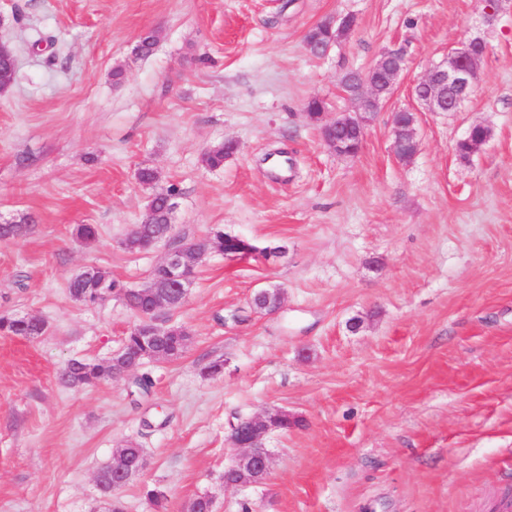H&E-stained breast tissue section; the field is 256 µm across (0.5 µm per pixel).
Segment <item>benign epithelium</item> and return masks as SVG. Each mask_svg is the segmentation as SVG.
<instances>
[{
  "instance_id": "benign-epithelium-1",
  "label": "benign epithelium",
  "mask_w": 512,
  "mask_h": 512,
  "mask_svg": "<svg viewBox=\"0 0 512 512\" xmlns=\"http://www.w3.org/2000/svg\"><path fill=\"white\" fill-rule=\"evenodd\" d=\"M512 11V0H491L482 8L485 21L493 22L497 16L506 11ZM335 28V34L330 36L324 45H317L304 38V47L316 57H324L330 49L339 44L354 27V23L346 16L330 23ZM486 53V44L479 38L462 41L448 53V61L431 67L422 78L413 83L411 97L417 106L429 112H457L460 105L470 96L478 76L480 63ZM394 57L391 50L385 51L368 69L360 72L357 86L349 96L351 109L340 112L335 118L326 122L322 127L325 143L340 156H354L359 147L346 145L344 140L329 136L333 130H351L362 137L367 127L373 121L381 104L385 101L379 87L387 84V88L395 90L400 75L407 69L408 60L398 59L394 68L386 71L382 67L384 60ZM416 112L411 109H401L392 115L393 154L401 162L411 161L419 151V140L416 131ZM209 254V249L198 245L171 249L167 252L160 266L166 272L165 280L157 287L161 291L130 289L128 295L141 293L149 296L152 302L137 308L139 317L138 327L141 336L151 341L168 329L167 323L159 320V313L181 306L188 297L189 290L194 284L195 275L191 271L198 268L202 259ZM288 423V415L277 413L267 416L240 418L231 425L228 441L236 450V456L231 466L224 470V486L236 487L243 482H234L229 475L242 471L250 473L257 481H264L270 472V455L263 446L264 437L269 431L280 428ZM145 469V460L130 461L125 449L119 448L113 454V472L115 480L112 488L119 489L129 480L140 475Z\"/></svg>"
}]
</instances>
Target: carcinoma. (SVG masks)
Here are the masks:
<instances>
[{
    "mask_svg": "<svg viewBox=\"0 0 512 512\" xmlns=\"http://www.w3.org/2000/svg\"><path fill=\"white\" fill-rule=\"evenodd\" d=\"M234 143L227 141L210 148L203 157L205 165L211 169H219L224 166V161L235 151ZM169 193L173 201L167 203L160 201L154 204L155 216L152 223L145 225V233L148 237L162 236L170 228V220L176 207L174 199L179 195V189L172 185ZM34 218L25 215L17 224H0V239H9L21 235L29 230V224ZM93 286L89 288H76L68 284L71 298L85 306H93L99 303L94 287L103 285L115 292L123 289L119 282L100 268H92ZM42 320L29 316H0V334L6 336H26L35 338L41 335ZM189 341V332L182 327H175L166 336L153 341H148L139 336L136 329H131L125 336L121 349L122 352L115 358L104 363H94L84 360H72L62 370L60 378L62 382L72 387H88L97 384L101 380L112 378V368L130 367L139 364L148 358H164L166 360L178 359ZM113 473L112 465L102 468L97 474V485L101 494L111 499L110 512H123V505L113 498L112 489ZM145 494L156 512H168V497L158 488H145Z\"/></svg>",
    "mask_w": 512,
    "mask_h": 512,
    "instance_id": "1",
    "label": "carcinoma"
}]
</instances>
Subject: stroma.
<instances>
[{
    "label": "stroma",
    "instance_id": "1",
    "mask_svg": "<svg viewBox=\"0 0 512 512\" xmlns=\"http://www.w3.org/2000/svg\"><path fill=\"white\" fill-rule=\"evenodd\" d=\"M356 20L328 55L305 32ZM160 39L149 57L139 34ZM488 48L457 112H420L421 147L392 152L391 117L411 85L460 41ZM0 41L17 71L0 94V314L45 321L42 336L0 335V512H105L98 471L129 444L147 467L118 491L124 512H169L200 495L214 512H488L512 487V14L486 23L479 0H0ZM408 68L358 154L325 145L305 114L350 108L340 79L381 52ZM123 66L121 81L112 71ZM490 127L469 159L456 144ZM235 142L223 168L206 150ZM158 173L140 185L139 166ZM180 194L170 240L124 241L152 189ZM77 224L97 226L94 240ZM283 255L203 259L161 320L191 340L149 359L152 382L64 385L72 359L103 362L138 322L122 299L87 307L82 267L138 288L166 252L215 230ZM282 293L254 311L260 288ZM220 360L224 372L202 369ZM285 413L264 446L262 483L224 485L232 423Z\"/></svg>",
    "mask_w": 512,
    "mask_h": 512
}]
</instances>
